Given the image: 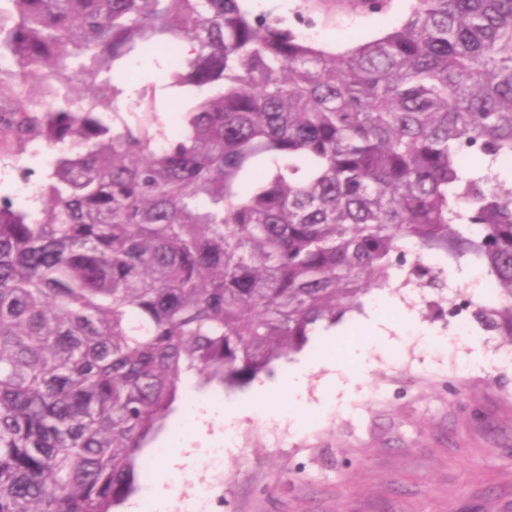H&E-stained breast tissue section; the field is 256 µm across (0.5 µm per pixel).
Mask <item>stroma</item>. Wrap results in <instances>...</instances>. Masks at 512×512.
I'll use <instances>...</instances> for the list:
<instances>
[{
    "label": "stroma",
    "instance_id": "35a3bbf8",
    "mask_svg": "<svg viewBox=\"0 0 512 512\" xmlns=\"http://www.w3.org/2000/svg\"><path fill=\"white\" fill-rule=\"evenodd\" d=\"M256 13L287 19L312 41L341 51L382 35L408 12L409 0H388L371 12L351 0H248ZM391 325L393 346L381 347L366 328L370 318ZM448 318H432L425 303L404 304L387 292L336 328L315 337L291 362H277L267 381L274 394L256 416L239 421L237 446L224 460L216 512H512V366L496 365L512 352L500 338L473 328L469 339L450 340ZM488 364L467 369L474 347ZM367 356L368 368L354 400L325 396L324 369L314 359L328 354L347 361ZM306 367V396L295 403L278 387L287 367ZM253 386L187 390L167 421L165 436L178 435L190 461L160 482L163 462L147 448L150 464L137 498L163 483L167 512H183V500L208 482L207 450L224 441V422L202 428L188 420L202 405L250 401ZM307 409L305 431L292 429L287 413Z\"/></svg>",
    "mask_w": 512,
    "mask_h": 512
}]
</instances>
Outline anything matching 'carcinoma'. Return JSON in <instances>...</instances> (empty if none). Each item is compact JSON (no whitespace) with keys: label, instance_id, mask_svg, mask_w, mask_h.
Here are the masks:
<instances>
[{"label":"carcinoma","instance_id":"1","mask_svg":"<svg viewBox=\"0 0 512 512\" xmlns=\"http://www.w3.org/2000/svg\"><path fill=\"white\" fill-rule=\"evenodd\" d=\"M245 0H0V512H117L184 384L243 388L427 288L512 345V0H411L343 52ZM200 95L165 130L127 60ZM478 267L493 298L448 290Z\"/></svg>","mask_w":512,"mask_h":512}]
</instances>
